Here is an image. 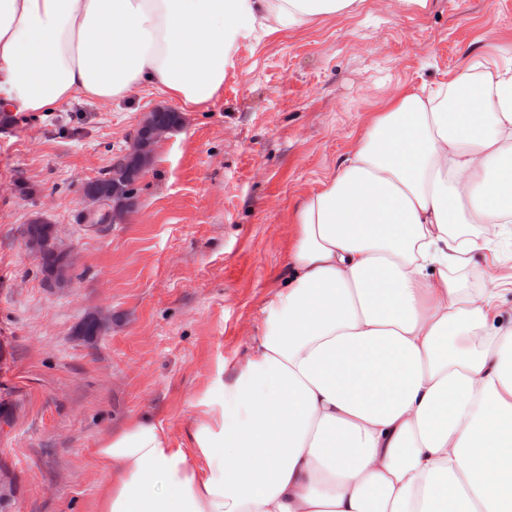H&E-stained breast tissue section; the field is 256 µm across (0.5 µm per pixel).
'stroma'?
Segmentation results:
<instances>
[{
	"mask_svg": "<svg viewBox=\"0 0 512 512\" xmlns=\"http://www.w3.org/2000/svg\"><path fill=\"white\" fill-rule=\"evenodd\" d=\"M485 60L512 67V0H365L240 40L218 98L162 142L121 224L82 223L83 186L163 94L145 87L0 123V460L18 478L13 512H93L99 442L141 414L185 440L288 278L297 200L389 99ZM38 217L73 251L66 287L47 285L24 247ZM460 276L504 287L499 309L512 321V237ZM99 310L107 328L78 336Z\"/></svg>",
	"mask_w": 512,
	"mask_h": 512,
	"instance_id": "stroma-1",
	"label": "stroma"
}]
</instances>
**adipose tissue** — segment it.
<instances>
[{"label":"adipose tissue","mask_w":512,"mask_h":512,"mask_svg":"<svg viewBox=\"0 0 512 512\" xmlns=\"http://www.w3.org/2000/svg\"><path fill=\"white\" fill-rule=\"evenodd\" d=\"M364 2L0 0V111L145 85L204 110L240 38ZM293 222L247 363L188 444L147 414L106 435L96 512H512V327L448 274L512 223V69L400 93Z\"/></svg>","instance_id":"adipose-tissue-1"}]
</instances>
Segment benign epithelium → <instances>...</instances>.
Listing matches in <instances>:
<instances>
[{
    "label": "benign epithelium",
    "instance_id": "7a95c632",
    "mask_svg": "<svg viewBox=\"0 0 512 512\" xmlns=\"http://www.w3.org/2000/svg\"><path fill=\"white\" fill-rule=\"evenodd\" d=\"M172 128L153 122L151 114H146L131 138L126 153L112 163V183L105 185L102 192L90 193L82 197L84 214L94 217L101 212L109 215V222L121 224L134 202V194L126 187L128 158L136 160L139 169L149 168L156 155L158 144L167 138Z\"/></svg>",
    "mask_w": 512,
    "mask_h": 512
}]
</instances>
